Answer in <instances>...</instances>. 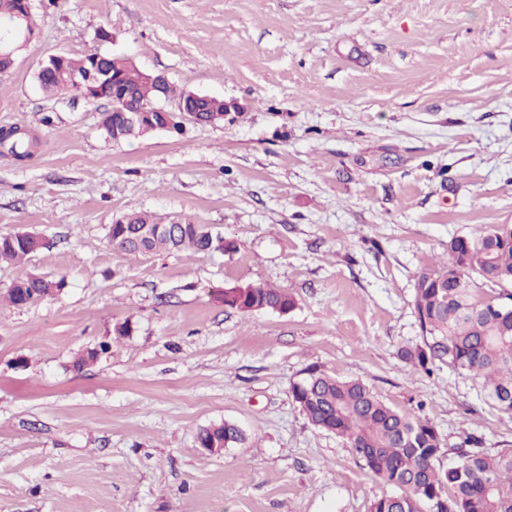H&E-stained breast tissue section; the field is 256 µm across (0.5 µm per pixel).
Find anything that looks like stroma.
I'll return each instance as SVG.
<instances>
[{
	"label": "stroma",
	"mask_w": 512,
	"mask_h": 512,
	"mask_svg": "<svg viewBox=\"0 0 512 512\" xmlns=\"http://www.w3.org/2000/svg\"><path fill=\"white\" fill-rule=\"evenodd\" d=\"M33 18L0 77V129L37 140L24 162L0 151V233L46 242L0 267V512H370L384 485L293 400L311 366L429 419L442 464L475 439L512 451L481 379L400 356L423 342L420 272L512 224V0H33ZM93 49L243 112L112 141L106 100L35 79ZM131 211L235 248L125 254L107 232ZM26 271L66 286L12 306ZM265 284L294 308L215 299ZM224 421L245 445L206 453ZM199 447H209L216 445L217 447L241 445L244 442L243 433L232 423L224 421V423L214 424L203 428L197 435ZM224 448H212L214 453L221 452Z\"/></svg>",
	"instance_id": "35a3bbf8"
}]
</instances>
